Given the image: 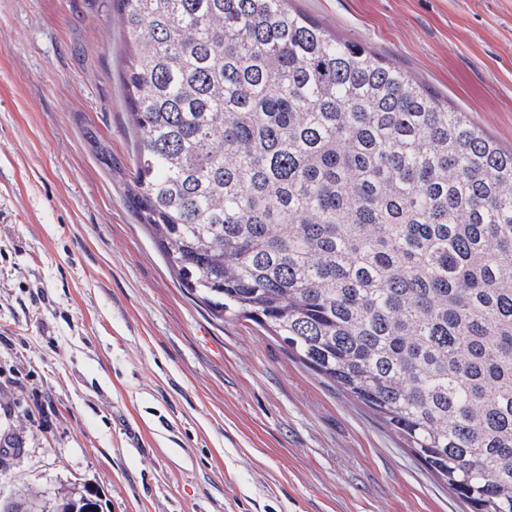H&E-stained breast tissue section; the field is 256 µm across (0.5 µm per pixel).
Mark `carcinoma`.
Instances as JSON below:
<instances>
[{
  "instance_id": "1",
  "label": "carcinoma",
  "mask_w": 512,
  "mask_h": 512,
  "mask_svg": "<svg viewBox=\"0 0 512 512\" xmlns=\"http://www.w3.org/2000/svg\"><path fill=\"white\" fill-rule=\"evenodd\" d=\"M114 4L125 200L180 287L512 512V150L288 0Z\"/></svg>"
}]
</instances>
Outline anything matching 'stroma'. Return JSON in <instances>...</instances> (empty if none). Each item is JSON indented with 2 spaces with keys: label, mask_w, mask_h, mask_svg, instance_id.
<instances>
[{
  "label": "stroma",
  "mask_w": 512,
  "mask_h": 512,
  "mask_svg": "<svg viewBox=\"0 0 512 512\" xmlns=\"http://www.w3.org/2000/svg\"><path fill=\"white\" fill-rule=\"evenodd\" d=\"M292 5L512 148V0ZM128 53L112 0H0V500L467 512L341 388L179 287L125 201Z\"/></svg>",
  "instance_id": "obj_1"
}]
</instances>
